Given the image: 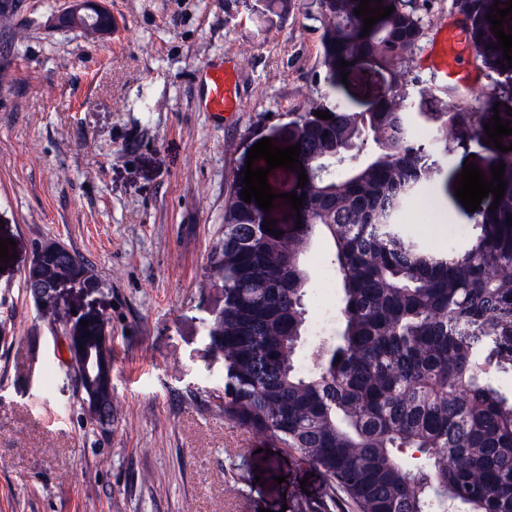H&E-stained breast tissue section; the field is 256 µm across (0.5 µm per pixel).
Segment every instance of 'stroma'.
Masks as SVG:
<instances>
[{"mask_svg":"<svg viewBox=\"0 0 512 512\" xmlns=\"http://www.w3.org/2000/svg\"><path fill=\"white\" fill-rule=\"evenodd\" d=\"M424 35L402 60L425 88L415 112L463 116L475 132L441 143L433 122L414 134L433 176L408 199L406 234L461 251L478 233L456 198L464 163L485 167L512 145L488 144L486 124L512 108L502 50L471 48L474 88L435 89L422 61L451 0H414ZM117 25L95 40L48 27L66 0H22L25 42L0 31L10 63L0 82V237L15 243L0 273V512H358L300 452L224 414V365L207 351L203 323L224 303L212 261L224 206L243 182L249 149L311 107L369 109L394 90V69L350 68L328 79L310 0L269 10L268 0H107ZM237 57L239 111L201 112L195 70ZM54 240L97 278L55 312L24 288L35 249ZM331 243L304 257L309 315L338 311L340 292L313 294L331 270ZM76 306L106 314L112 336V425L86 417L68 363L65 318Z\"/></svg>","mask_w":512,"mask_h":512,"instance_id":"stroma-1","label":"stroma"}]
</instances>
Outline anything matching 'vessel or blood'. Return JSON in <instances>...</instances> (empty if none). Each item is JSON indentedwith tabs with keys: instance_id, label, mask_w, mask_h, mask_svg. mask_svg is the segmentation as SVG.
<instances>
[{
	"instance_id": "1",
	"label": "vessel or blood",
	"mask_w": 512,
	"mask_h": 512,
	"mask_svg": "<svg viewBox=\"0 0 512 512\" xmlns=\"http://www.w3.org/2000/svg\"><path fill=\"white\" fill-rule=\"evenodd\" d=\"M467 39L463 27L444 30L438 49L430 57L428 68L435 82L462 84L469 76L448 64V47L462 44ZM193 81L200 90L198 103L201 110L209 112L216 121H223L225 113L237 111L240 104L237 65L231 60L207 62L194 73Z\"/></svg>"
}]
</instances>
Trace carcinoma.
Masks as SVG:
<instances>
[{
  "label": "carcinoma",
  "instance_id": "obj_1",
  "mask_svg": "<svg viewBox=\"0 0 512 512\" xmlns=\"http://www.w3.org/2000/svg\"><path fill=\"white\" fill-rule=\"evenodd\" d=\"M411 0H388L390 16L368 36L360 0H319L322 63H395L422 37ZM474 44L498 42L489 0H454ZM0 30L22 42L18 15ZM413 79L395 71V90L365 112L338 109L328 122L286 123L310 171L300 194L309 222L287 237L256 231L260 216L233 186L224 245L214 263L224 281V316L205 323L208 352L224 363V415L276 436L330 474L359 512H512V394L493 376L512 372V159L495 211L480 208L481 232L460 252L407 237L399 218L435 161L413 140L415 116L443 140L474 133L446 112L410 111ZM332 243L343 307L336 339L317 348L304 372L295 356L305 336L313 240ZM86 270L47 263V279Z\"/></svg>",
  "mask_w": 512,
  "mask_h": 512
}]
</instances>
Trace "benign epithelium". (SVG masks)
<instances>
[{
  "label": "benign epithelium",
  "mask_w": 512,
  "mask_h": 512,
  "mask_svg": "<svg viewBox=\"0 0 512 512\" xmlns=\"http://www.w3.org/2000/svg\"><path fill=\"white\" fill-rule=\"evenodd\" d=\"M49 26L57 29H78L91 38H104L112 34L114 26L112 14L105 6V0H68V6L53 12L47 19ZM37 255L46 258L52 256L65 262L71 261L74 255L61 243L49 241L37 249ZM25 276L33 288L36 305L43 311L51 309L61 297L65 287L78 283L87 290L97 287L94 280H85L81 276L73 281L59 280L53 289L41 292L36 289L37 272L28 267ZM97 310L81 308L77 310V321L69 327L68 336H79L81 340L74 343L67 340L70 358L75 365L80 388L84 394L82 403L89 419L102 430L112 426V409L108 403L99 398L104 388H112V364L103 361L99 351L108 343V333L97 330L91 336L85 335L81 326L84 320L92 321Z\"/></svg>",
  "instance_id": "obj_1"
}]
</instances>
